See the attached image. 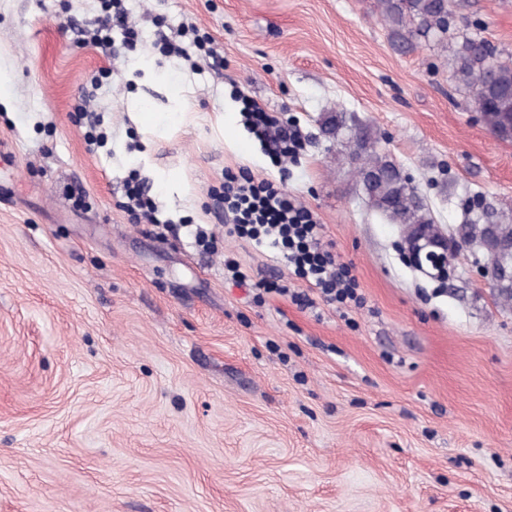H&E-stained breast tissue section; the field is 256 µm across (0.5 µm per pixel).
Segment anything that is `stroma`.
<instances>
[{
  "label": "stroma",
  "instance_id": "1",
  "mask_svg": "<svg viewBox=\"0 0 512 512\" xmlns=\"http://www.w3.org/2000/svg\"><path fill=\"white\" fill-rule=\"evenodd\" d=\"M102 2L0 0V512H512V305L472 254L445 282L410 266L320 126H370L444 228L512 200V142L448 54L394 50L375 0H125L139 40L108 57L68 27ZM185 25L223 73L161 52ZM452 30L512 54V0H462ZM242 94L300 127L299 158L273 161ZM242 168L314 213L364 308L255 301L282 266L213 197ZM132 176L172 230L119 208Z\"/></svg>",
  "mask_w": 512,
  "mask_h": 512
}]
</instances>
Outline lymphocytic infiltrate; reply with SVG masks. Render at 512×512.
Here are the masks:
<instances>
[{
	"mask_svg": "<svg viewBox=\"0 0 512 512\" xmlns=\"http://www.w3.org/2000/svg\"><path fill=\"white\" fill-rule=\"evenodd\" d=\"M129 13L124 0H108L103 14L85 20L79 29L81 42L102 52H111L116 31L127 30ZM241 114L257 137L272 145L274 159L298 157L304 149L300 131L259 103L242 98ZM225 213L231 214L229 235L258 248L272 250L277 261L284 263L289 277L304 282L307 293L290 292L287 284L276 280L257 282L262 293L290 295L303 307H311L312 296L337 309L360 308L365 299L351 266L338 262L323 245L322 226L306 208L297 206L282 185L255 180L248 172L224 177Z\"/></svg>",
	"mask_w": 512,
	"mask_h": 512,
	"instance_id": "f902f5d3",
	"label": "lymphocytic infiltrate"
}]
</instances>
